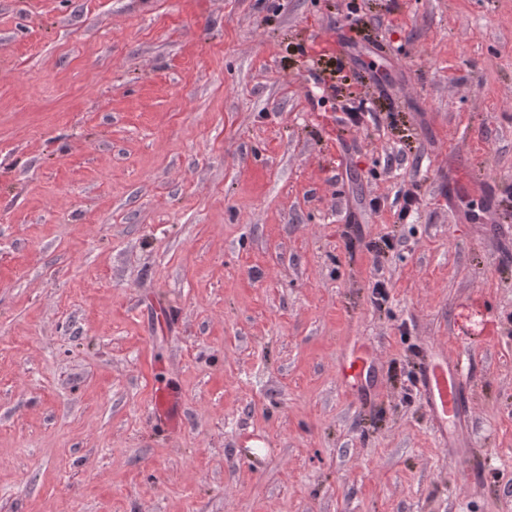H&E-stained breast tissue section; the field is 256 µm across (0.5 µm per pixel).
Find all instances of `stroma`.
Instances as JSON below:
<instances>
[{
  "label": "stroma",
  "instance_id": "1",
  "mask_svg": "<svg viewBox=\"0 0 512 512\" xmlns=\"http://www.w3.org/2000/svg\"><path fill=\"white\" fill-rule=\"evenodd\" d=\"M350 1L0 0V512H512V0ZM417 383L437 420L444 447H447L448 422H452L454 427H462L470 419L465 388L460 382L448 385V371L441 362L429 356L419 364ZM182 397L178 389L165 385L155 390L153 413L157 424L167 431H174L180 426V405Z\"/></svg>",
  "mask_w": 512,
  "mask_h": 512
}]
</instances>
